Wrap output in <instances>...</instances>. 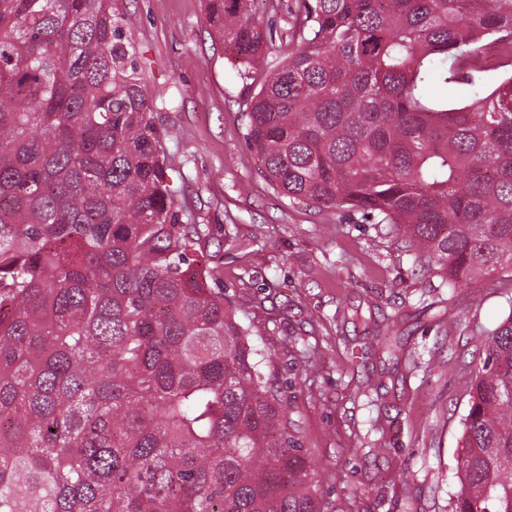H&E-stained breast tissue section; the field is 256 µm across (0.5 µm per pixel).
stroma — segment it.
Listing matches in <instances>:
<instances>
[{
	"instance_id": "35a3bbf8",
	"label": "stroma",
	"mask_w": 512,
	"mask_h": 512,
	"mask_svg": "<svg viewBox=\"0 0 512 512\" xmlns=\"http://www.w3.org/2000/svg\"><path fill=\"white\" fill-rule=\"evenodd\" d=\"M157 94L179 222L250 340L271 354L288 427L320 493L346 512H448L469 397L459 378L484 330L512 314V284L448 293L415 271L384 224L293 203L263 176L244 115L260 77L241 78L203 0H115ZM400 336L399 356L377 342Z\"/></svg>"
}]
</instances>
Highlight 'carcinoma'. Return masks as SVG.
<instances>
[{
  "mask_svg": "<svg viewBox=\"0 0 512 512\" xmlns=\"http://www.w3.org/2000/svg\"><path fill=\"white\" fill-rule=\"evenodd\" d=\"M287 12L273 65L255 0H205L241 76L267 71L246 142L269 182L388 225L451 298L512 273V0ZM153 100L112 0H0V512H343L176 229ZM481 347L450 512H512V315Z\"/></svg>",
  "mask_w": 512,
  "mask_h": 512,
  "instance_id": "1",
  "label": "carcinoma"
}]
</instances>
